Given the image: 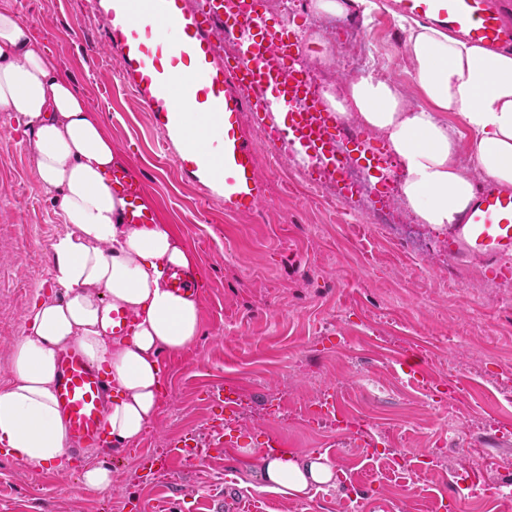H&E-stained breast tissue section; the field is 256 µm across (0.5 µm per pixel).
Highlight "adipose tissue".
I'll return each mask as SVG.
<instances>
[{"instance_id":"1","label":"adipose tissue","mask_w":512,"mask_h":512,"mask_svg":"<svg viewBox=\"0 0 512 512\" xmlns=\"http://www.w3.org/2000/svg\"><path fill=\"white\" fill-rule=\"evenodd\" d=\"M405 49L425 105H411L391 80L371 73L340 81L341 95L327 101L342 118L386 136L405 167L402 200L419 223L440 228L471 202L473 172L512 189V55L419 23L406 28ZM0 112L16 113L29 129L40 188L65 226L52 244L61 293L27 313L9 384L0 388V446L28 467H60L71 458L54 393L62 345L77 341L90 362L106 366L114 387L106 428L116 446L137 443L159 404L160 353L180 351L199 334L196 300L165 283L166 267L189 269L194 260L166 225L124 223L125 202L105 182L115 161L111 140L7 10L0 11ZM443 112L457 113L475 133L468 164ZM119 309L133 314V335H109V313ZM261 479L266 490L298 498L333 483L335 467L323 455L283 453L265 458Z\"/></svg>"}]
</instances>
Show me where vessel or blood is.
Masks as SVG:
<instances>
[{"mask_svg": "<svg viewBox=\"0 0 512 512\" xmlns=\"http://www.w3.org/2000/svg\"><path fill=\"white\" fill-rule=\"evenodd\" d=\"M263 0H88L102 22L103 44L118 65L122 85L154 118L163 148L180 173L201 185L207 200L220 201L230 214L249 213L264 198L257 175V156L245 120L255 116L269 139L300 147L310 172L319 176L336 169V158L356 144L361 169H386L388 155L370 144L366 131H346L316 85L306 77L308 67L300 49L286 32L269 26L261 12ZM397 15L448 30L458 38L492 52L512 50V20L498 0H395ZM174 24L180 41L172 45L153 33V25ZM237 49L224 52L225 38ZM183 85L187 108L174 99ZM286 111L284 123L275 108ZM206 116L214 131V152L186 142L187 114ZM106 184L125 201L124 221L152 224L155 212L143 203V187L126 166L112 167ZM449 231V248H464L470 257L494 262L512 255V190L480 183L467 208ZM166 283L182 294L194 289L195 273L168 267ZM55 398L67 425L72 452L84 456L90 448H108L105 409L111 384L91 365L76 342L66 343L57 366ZM242 389L232 380L209 395L215 419L236 412ZM237 442L225 438L220 424L206 442L186 435L168 448L144 451L140 468L158 479L169 470L171 457L194 463L216 449Z\"/></svg>", "mask_w": 512, "mask_h": 512, "instance_id": "1", "label": "vessel or blood"}]
</instances>
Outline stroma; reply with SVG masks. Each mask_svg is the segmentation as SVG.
Segmentation results:
<instances>
[{"instance_id":"1","label":"stroma","mask_w":512,"mask_h":512,"mask_svg":"<svg viewBox=\"0 0 512 512\" xmlns=\"http://www.w3.org/2000/svg\"><path fill=\"white\" fill-rule=\"evenodd\" d=\"M385 2L367 18L345 13L353 27L340 45L331 19L312 15L311 0H264L263 12L268 24L294 33L302 52L320 37L324 85L347 75L343 59L364 36L366 55L384 60V75L423 104L394 0ZM1 9L17 14L74 82L158 221L192 254L201 327L188 347L162 354L166 393L139 444L111 450L110 495L83 486V465L33 472L7 456L0 512H157L165 501L183 512L217 498L223 512L239 503L254 512H342L338 484L349 478L380 484L359 512H435L438 503L454 512L461 447L467 484L481 491L477 512H499L494 487L512 462V292L504 281L483 262L449 257L443 230L411 229L415 215L404 201L379 211L367 196L336 207L314 196L305 175L271 168L252 120L266 196L255 212L225 213L160 148L150 113L120 83L84 0H0ZM29 136L0 112V383L34 300L57 291L51 242L64 226L39 186ZM405 358L421 365L427 382L409 375ZM227 379L244 388V406L229 421L239 451L195 465L175 459L159 483L139 481L140 449L166 447L186 432L208 439L206 394ZM323 393L339 401L344 421L311 418ZM452 422L461 429L455 445ZM366 430L384 436L376 453L358 445ZM267 433L291 453L327 455L336 485L302 498L256 486L262 456L254 447Z\"/></svg>"}]
</instances>
